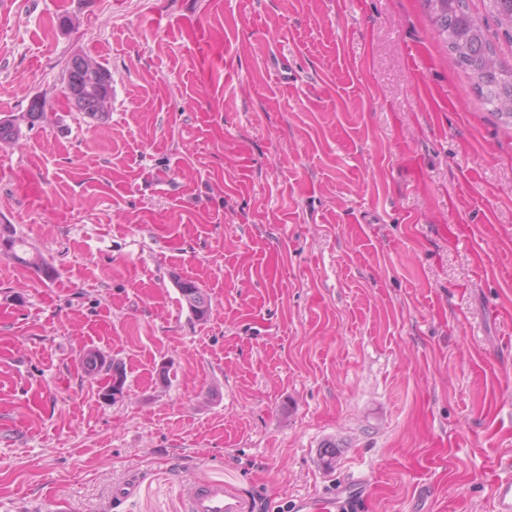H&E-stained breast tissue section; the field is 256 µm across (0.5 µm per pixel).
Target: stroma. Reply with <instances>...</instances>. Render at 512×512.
I'll list each match as a JSON object with an SVG mask.
<instances>
[{"mask_svg":"<svg viewBox=\"0 0 512 512\" xmlns=\"http://www.w3.org/2000/svg\"><path fill=\"white\" fill-rule=\"evenodd\" d=\"M9 2L0 118L52 109L0 142V224L58 274L0 252V512H185L194 480L290 512L351 475L371 512H493L512 130L419 0ZM77 54L112 74L91 124ZM98 100V112L96 108L95 97L92 94L89 95V97L83 105L76 109L78 112L84 114V117L88 118L91 121L102 120L107 115V112L111 107L112 96L110 94L102 92L98 95ZM175 286L192 315L197 320H206L211 313V303L203 289L195 281L181 278L176 279ZM85 360L86 370L89 374H98L103 368H105V371L112 370V381L108 382L103 388L102 394L104 397L113 401L117 399L116 395H122L124 378L118 367H115L114 364H112V368H110V366L107 367L103 356L97 352L87 353Z\"/></svg>","mask_w":512,"mask_h":512,"instance_id":"1","label":"stroma"}]
</instances>
